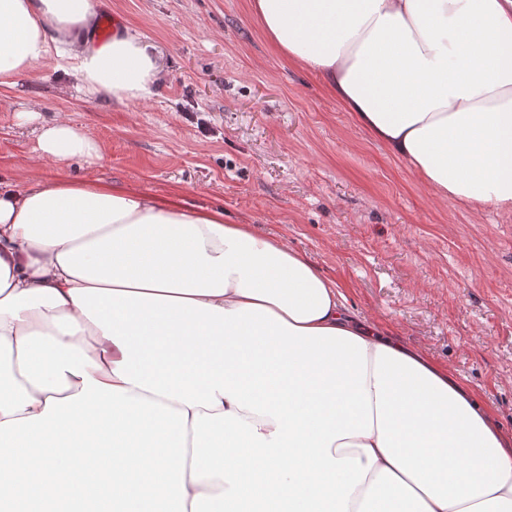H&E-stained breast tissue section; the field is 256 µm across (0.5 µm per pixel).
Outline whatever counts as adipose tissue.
<instances>
[{
    "mask_svg": "<svg viewBox=\"0 0 512 512\" xmlns=\"http://www.w3.org/2000/svg\"><path fill=\"white\" fill-rule=\"evenodd\" d=\"M271 43L443 200L512 211V0H254ZM97 0H0V88L45 63L151 97ZM0 182V512H512V435L349 309L287 244L105 182L71 123L19 112Z\"/></svg>",
    "mask_w": 512,
    "mask_h": 512,
    "instance_id": "1",
    "label": "adipose tissue"
}]
</instances>
